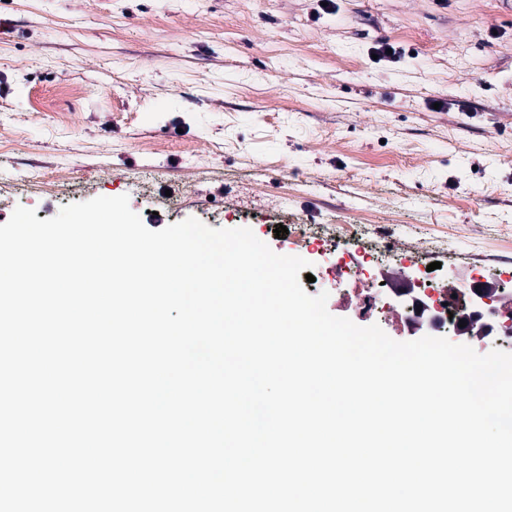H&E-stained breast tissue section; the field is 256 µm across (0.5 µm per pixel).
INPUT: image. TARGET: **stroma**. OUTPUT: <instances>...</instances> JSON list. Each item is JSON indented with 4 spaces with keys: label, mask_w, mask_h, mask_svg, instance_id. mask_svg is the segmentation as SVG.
I'll list each match as a JSON object with an SVG mask.
<instances>
[{
    "label": "stroma",
    "mask_w": 512,
    "mask_h": 512,
    "mask_svg": "<svg viewBox=\"0 0 512 512\" xmlns=\"http://www.w3.org/2000/svg\"><path fill=\"white\" fill-rule=\"evenodd\" d=\"M0 18V224L125 194L152 230L247 227L310 262L332 315L399 342L428 323L347 288L401 264L420 298L512 293V0H0Z\"/></svg>",
    "instance_id": "35a3bbf8"
}]
</instances>
